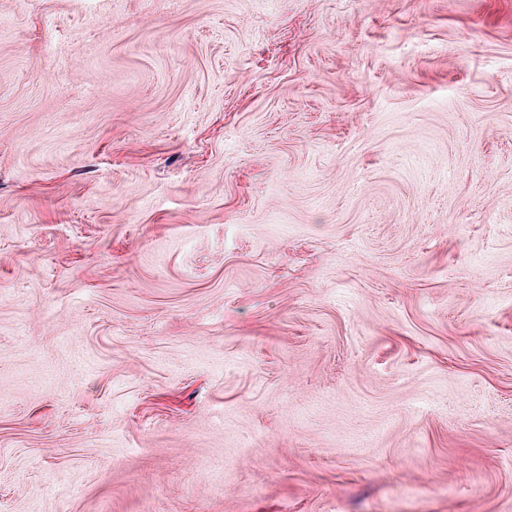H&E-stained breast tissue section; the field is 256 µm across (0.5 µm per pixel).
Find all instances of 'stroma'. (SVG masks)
I'll use <instances>...</instances> for the list:
<instances>
[{
  "mask_svg": "<svg viewBox=\"0 0 512 512\" xmlns=\"http://www.w3.org/2000/svg\"><path fill=\"white\" fill-rule=\"evenodd\" d=\"M0 512H512V0H0Z\"/></svg>",
  "mask_w": 512,
  "mask_h": 512,
  "instance_id": "35a3bbf8",
  "label": "stroma"
}]
</instances>
